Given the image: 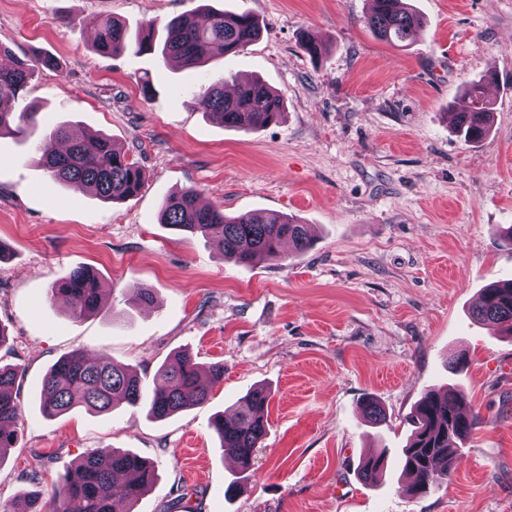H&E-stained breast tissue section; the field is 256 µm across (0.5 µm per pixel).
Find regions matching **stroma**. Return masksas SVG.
<instances>
[{
	"label": "stroma",
	"mask_w": 512,
	"mask_h": 512,
	"mask_svg": "<svg viewBox=\"0 0 512 512\" xmlns=\"http://www.w3.org/2000/svg\"><path fill=\"white\" fill-rule=\"evenodd\" d=\"M408 2L426 26L399 48L365 25L369 0H0V47L58 63L15 110L104 133L146 174L137 196L104 202L53 179L35 137L0 135V366L23 370L0 506L49 498L68 466L110 446L157 469L134 512H512V337L471 315L481 288L512 278L500 236L512 225V0ZM203 3L254 15L260 39L193 69L92 46L97 18L133 33L153 24L161 40L170 18ZM306 34L326 46L321 60L301 50ZM490 71L494 124L467 145L452 110ZM254 76L284 101L276 123L230 128L193 104L218 80ZM190 188L229 215L293 216L312 245L276 262L227 261L160 224L163 200ZM79 266L106 297L75 319L48 289ZM134 288L151 289L154 305L129 303ZM78 348L132 366L148 388L179 351L223 363L224 381L164 421L127 405L46 419L42 379ZM456 357L469 365L453 373ZM449 384L480 423L448 482L421 497L392 468L364 483L362 461L398 456L417 402ZM257 385L272 394L268 433L245 472L210 422ZM369 396L385 424L367 418Z\"/></svg>",
	"instance_id": "1"
}]
</instances>
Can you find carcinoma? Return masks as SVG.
<instances>
[{"instance_id": "obj_1", "label": "carcinoma", "mask_w": 512, "mask_h": 512, "mask_svg": "<svg viewBox=\"0 0 512 512\" xmlns=\"http://www.w3.org/2000/svg\"><path fill=\"white\" fill-rule=\"evenodd\" d=\"M366 26L382 41L404 47L425 27L422 16L403 0H369ZM162 48L164 58L188 68L207 59L242 52L259 40L262 26L248 13L215 12L202 8L169 20ZM153 25L147 24L129 43L126 28L112 19L94 22L93 47L102 54L126 50L136 55L153 50ZM56 67L45 56L34 63L14 58L0 64V100L22 98L35 75L43 68ZM479 81L465 92L464 104L454 112L457 136L466 144L483 141L492 121L491 107ZM197 107L227 127L257 129L277 122L283 102L265 83L251 79L238 84L228 95L224 82H216L196 98ZM38 126L36 113L0 109V135L22 132ZM36 150L50 176L80 183L107 202L136 196L145 181L144 171L119 150L112 139L100 133H78L67 125H46ZM160 223L170 228L200 235L217 244L224 257L238 264L261 258L278 261L282 245L289 242L297 253L310 246L307 225L291 216L250 212L227 215L223 210L198 205L192 189L167 197L160 207ZM50 298H62L72 316L81 318L99 311L101 281L92 269L79 267L54 283ZM481 321H491L512 335V281L492 282L483 288L474 307ZM19 370L0 366V459L14 447L16 425L22 417L15 398ZM157 385L150 396L142 390L140 376L131 367L103 355L73 351L61 356L42 381L40 407L47 417L64 414L82 406L97 414H108L121 405L146 404L158 420L187 408L206 403L212 389L224 380V364L214 363L201 373V366L185 352L164 362L158 369ZM270 392L263 386L253 389L236 414H219L212 428L224 453L237 458L242 469L251 467L254 449L267 434L265 410ZM413 429L403 450L402 472L412 477L408 490L418 496L448 481L460 455L478 424V416L466 409L464 396L449 387L444 392L428 390L412 413ZM386 455L380 453L359 467L366 482H378L386 472ZM156 468L134 453L114 448H95L68 467L54 487L58 512H134L133 507L154 485ZM3 512H42L36 495L18 499Z\"/></svg>"}]
</instances>
